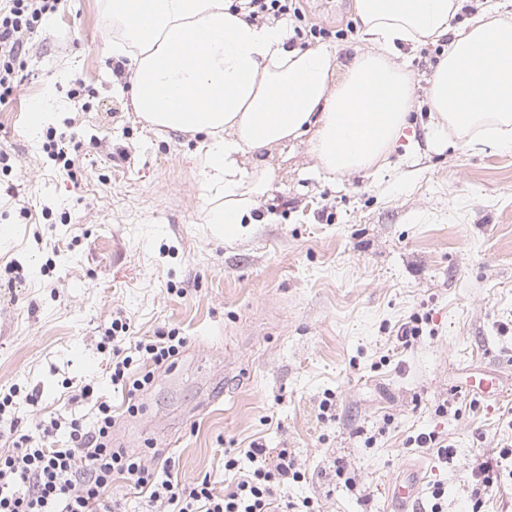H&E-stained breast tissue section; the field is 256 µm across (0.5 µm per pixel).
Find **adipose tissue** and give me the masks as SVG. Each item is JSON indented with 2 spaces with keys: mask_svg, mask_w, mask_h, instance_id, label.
Returning a JSON list of instances; mask_svg holds the SVG:
<instances>
[{
  "mask_svg": "<svg viewBox=\"0 0 512 512\" xmlns=\"http://www.w3.org/2000/svg\"><path fill=\"white\" fill-rule=\"evenodd\" d=\"M234 0H106L112 55L130 60V97L151 127L206 137L203 223L250 221L273 149L308 138L332 174L382 167L414 128L403 48L446 42L427 89L426 150L455 138L512 148V19L495 0L467 24L461 0H355L369 49L343 66L325 46L291 48L282 25Z\"/></svg>",
  "mask_w": 512,
  "mask_h": 512,
  "instance_id": "ef3b65f1",
  "label": "adipose tissue"
}]
</instances>
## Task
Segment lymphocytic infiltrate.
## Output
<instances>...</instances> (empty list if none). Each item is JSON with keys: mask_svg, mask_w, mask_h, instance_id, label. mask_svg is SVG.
Returning a JSON list of instances; mask_svg holds the SVG:
<instances>
[{"mask_svg": "<svg viewBox=\"0 0 512 512\" xmlns=\"http://www.w3.org/2000/svg\"><path fill=\"white\" fill-rule=\"evenodd\" d=\"M60 0H0V104L15 96L30 35L59 9ZM249 19L289 21L295 38H347V30L308 24L300 0H242ZM128 323L103 336L101 348L112 352L110 383L128 400V413H137L135 398L148 390L154 371L172 365L187 339L176 331L130 338ZM79 399L93 403V419L54 414L38 422L39 437L23 433L18 421L0 428V512H122L109 500L115 480L160 503L162 512H284L289 503L282 489L300 479L287 449L271 452L259 443L244 455L251 464L227 493H217L210 478L188 485L172 475H160L142 456L113 447L115 417L112 401L94 384L81 386ZM512 448L488 452L471 468V497L481 512L490 488L500 479V467Z\"/></svg>", "mask_w": 512, "mask_h": 512, "instance_id": "f902f5d3", "label": "lymphocytic infiltrate"}]
</instances>
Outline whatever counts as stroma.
Returning a JSON list of instances; mask_svg holds the SVG:
<instances>
[{
	"label": "stroma",
	"instance_id": "stroma-1",
	"mask_svg": "<svg viewBox=\"0 0 512 512\" xmlns=\"http://www.w3.org/2000/svg\"><path fill=\"white\" fill-rule=\"evenodd\" d=\"M355 0H304L310 20L358 23ZM104 0H65L28 42L23 78L0 107V390L36 393L12 417L29 434L85 383L111 396L113 320L135 335L169 330L187 346L120 418L112 444L169 460L181 483L237 478L226 451L258 441L292 453L288 500L313 512H393L395 480L434 483L444 512H472L470 467L512 448V149L451 141L398 145L364 174L323 170L308 141L274 154L278 178L239 231L203 224L202 139L151 128L116 76ZM435 44L407 51L413 115L426 120ZM89 93L68 96L75 78ZM43 113L35 121V113ZM72 134L77 181L58 173L49 130ZM28 215H21V208ZM429 315L407 350L391 330ZM498 374L509 394L476 398L468 376ZM455 399L460 411L441 416ZM330 409H323L324 400ZM447 434L452 464L410 446ZM343 462L357 490L335 474Z\"/></svg>",
	"mask_w": 512,
	"mask_h": 512
}]
</instances>
